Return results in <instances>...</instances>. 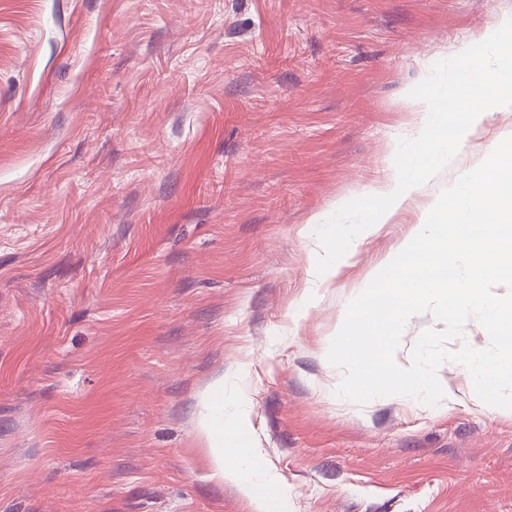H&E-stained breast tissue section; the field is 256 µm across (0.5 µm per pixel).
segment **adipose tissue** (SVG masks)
I'll return each mask as SVG.
<instances>
[{
  "label": "adipose tissue",
  "instance_id": "obj_1",
  "mask_svg": "<svg viewBox=\"0 0 512 512\" xmlns=\"http://www.w3.org/2000/svg\"><path fill=\"white\" fill-rule=\"evenodd\" d=\"M199 406V435L211 450L217 473L234 481L258 512H264L268 498L281 485L269 474L245 421L225 419L223 376H216L207 385Z\"/></svg>",
  "mask_w": 512,
  "mask_h": 512
}]
</instances>
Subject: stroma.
Here are the masks:
<instances>
[{
    "label": "stroma",
    "mask_w": 512,
    "mask_h": 512,
    "mask_svg": "<svg viewBox=\"0 0 512 512\" xmlns=\"http://www.w3.org/2000/svg\"><path fill=\"white\" fill-rule=\"evenodd\" d=\"M512 0H0V512H257L196 434L224 378L288 492L267 512H512V409L466 369L360 405L347 306L451 166L320 280L314 215L392 174L410 90Z\"/></svg>",
    "instance_id": "1"
}]
</instances>
